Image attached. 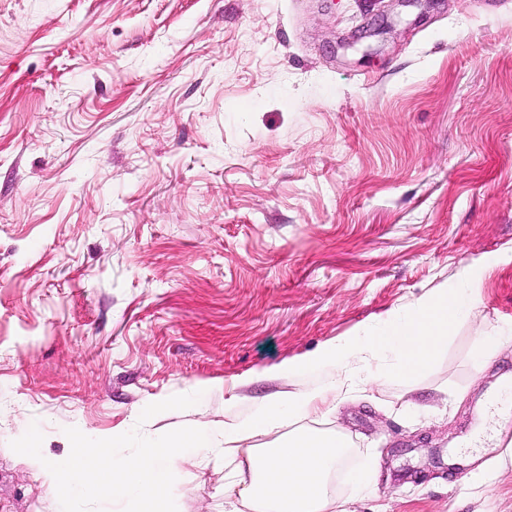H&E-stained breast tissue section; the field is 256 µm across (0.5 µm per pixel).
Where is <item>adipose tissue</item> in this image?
I'll list each match as a JSON object with an SVG mask.
<instances>
[{
    "mask_svg": "<svg viewBox=\"0 0 512 512\" xmlns=\"http://www.w3.org/2000/svg\"><path fill=\"white\" fill-rule=\"evenodd\" d=\"M471 307L466 292H441L398 312L378 332L355 336L315 352L311 365L336 367L338 379L314 393L276 395L254 406L251 414L224 426V460L245 457L248 479L237 480L238 500L246 512H327L328 483L349 448L340 437L300 430L275 448L242 451V441L270 433L292 415L332 407L354 376L371 371L380 352L395 357L386 376L413 380L427 371L448 345L455 324Z\"/></svg>",
    "mask_w": 512,
    "mask_h": 512,
    "instance_id": "adipose-tissue-1",
    "label": "adipose tissue"
}]
</instances>
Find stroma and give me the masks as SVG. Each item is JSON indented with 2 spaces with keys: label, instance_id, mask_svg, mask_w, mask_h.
I'll use <instances>...</instances> for the list:
<instances>
[{
  "label": "stroma",
  "instance_id": "obj_1",
  "mask_svg": "<svg viewBox=\"0 0 512 512\" xmlns=\"http://www.w3.org/2000/svg\"><path fill=\"white\" fill-rule=\"evenodd\" d=\"M467 272L426 374L308 418L377 463L344 512H512V341L475 338L512 328V0H0V512H61L65 428L223 429ZM231 470L187 455L178 512Z\"/></svg>",
  "mask_w": 512,
  "mask_h": 512
}]
</instances>
